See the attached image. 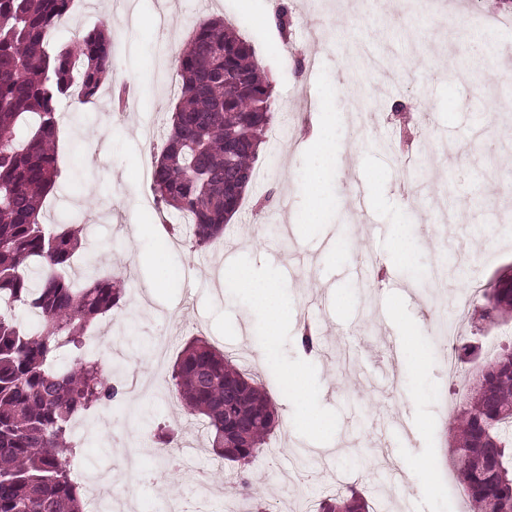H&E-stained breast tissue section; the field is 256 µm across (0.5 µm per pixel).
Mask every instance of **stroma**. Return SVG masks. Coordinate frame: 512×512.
I'll list each match as a JSON object with an SVG mask.
<instances>
[{"label":"stroma","mask_w":512,"mask_h":512,"mask_svg":"<svg viewBox=\"0 0 512 512\" xmlns=\"http://www.w3.org/2000/svg\"><path fill=\"white\" fill-rule=\"evenodd\" d=\"M87 0L59 27L56 44L71 45L88 29H115L114 84H127L138 106L115 110L110 93L94 103H64L58 142L61 176L43 206L49 224L80 219L98 247V276L125 286L121 308L96 321L105 331L120 324L127 336L105 358L103 371L132 387L134 372L151 369L152 344L176 328L156 396L123 401L90 419L79 466L94 465L124 485L132 512H165L171 499L190 497L186 471L162 458L149 468L163 472L164 486L129 480L128 449L148 451L164 436L193 440L172 393L173 362L185 343L206 339L229 353L263 384L279 421L268 439L273 455L251 467L267 512H297L293 492L337 487L322 466H295L301 445L313 435L294 424V391L284 374L303 366L311 383L306 399L330 423L335 449L330 466L341 484L367 500L384 494L389 512H470L451 463L448 420L465 401L471 365L457 379L435 356L431 335L435 310L449 297L447 317L464 339L503 341L505 325L471 320L477 290L512 264V228L497 225L496 213L512 212V196L495 178L512 165V0ZM292 16L290 36L276 27L279 8ZM223 17L252 46L273 88L275 118L254 162L256 178L242 210L224 237L205 247L182 238L164 239L157 225L162 204L147 205L140 177L143 133L164 137L176 97L154 76H174V55L195 26ZM489 25L499 50L485 69L473 66L474 25ZM178 37L163 46L161 25ZM316 57L314 72L300 64ZM350 81L340 82V73ZM404 104L415 115L412 151L424 164L418 178L395 165L384 143H397L394 111ZM333 119L326 134L342 158L327 190L330 221L308 226L285 244L281 227L301 216L310 174L327 165L303 144L321 119ZM447 155L436 159V146ZM405 236L411 256L397 262L392 244ZM375 256L380 282L367 284L357 258ZM456 258L463 268L443 288H418L415 277ZM272 276L288 307V322L275 339L266 336L265 313L245 290L236 270ZM317 326L321 346L307 355L297 343L304 319ZM420 334L426 363L414 368L403 353L406 327ZM355 347L349 376L336 372L340 341ZM340 484V485H341Z\"/></svg>","instance_id":"stroma-1"}]
</instances>
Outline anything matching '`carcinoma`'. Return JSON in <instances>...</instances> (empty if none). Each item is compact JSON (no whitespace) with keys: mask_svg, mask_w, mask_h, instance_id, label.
<instances>
[{"mask_svg":"<svg viewBox=\"0 0 512 512\" xmlns=\"http://www.w3.org/2000/svg\"><path fill=\"white\" fill-rule=\"evenodd\" d=\"M72 0H0V512H85L71 475L78 448L71 422L123 401L125 391L84 355L91 322L119 307L125 288L93 278L81 288L57 275L81 247L82 229L43 220L60 177L61 101H95L113 72L112 33L85 32L76 46L53 36ZM179 96L152 179L157 198L186 215L200 247L221 238L241 211L253 162L270 130L272 89L247 41L224 19L201 21L176 59ZM481 319L512 321V279L481 289ZM36 313L42 329L23 328L16 311ZM309 354L318 331L305 325ZM457 359L481 360L465 405L449 419L452 461L475 512H512V343L489 356L460 342ZM177 403L200 419L224 473L251 495L248 466L267 444L277 408L230 356L196 338L172 371ZM349 486L319 500L317 512H368Z\"/></svg>","mask_w":512,"mask_h":512,"instance_id":"carcinoma-1","label":"carcinoma"}]
</instances>
